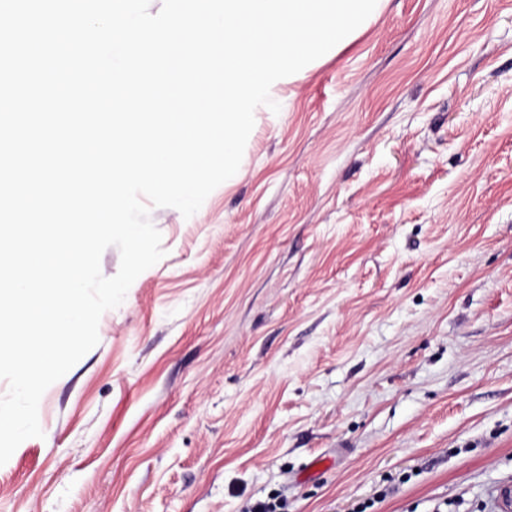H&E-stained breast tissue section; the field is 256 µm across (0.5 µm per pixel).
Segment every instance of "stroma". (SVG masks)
I'll list each match as a JSON object with an SVG mask.
<instances>
[{
    "label": "stroma",
    "mask_w": 512,
    "mask_h": 512,
    "mask_svg": "<svg viewBox=\"0 0 512 512\" xmlns=\"http://www.w3.org/2000/svg\"><path fill=\"white\" fill-rule=\"evenodd\" d=\"M0 466V512H497L512 0H383L279 82Z\"/></svg>",
    "instance_id": "stroma-1"
}]
</instances>
